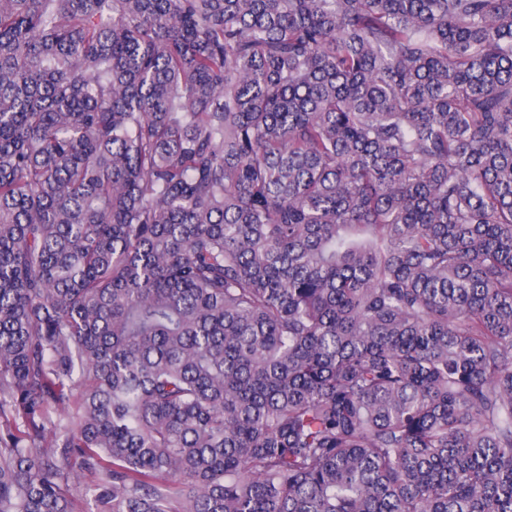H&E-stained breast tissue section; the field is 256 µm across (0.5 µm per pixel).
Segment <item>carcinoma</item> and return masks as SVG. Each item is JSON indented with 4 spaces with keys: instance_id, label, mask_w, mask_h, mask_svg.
Listing matches in <instances>:
<instances>
[{
    "instance_id": "1",
    "label": "carcinoma",
    "mask_w": 512,
    "mask_h": 512,
    "mask_svg": "<svg viewBox=\"0 0 512 512\" xmlns=\"http://www.w3.org/2000/svg\"><path fill=\"white\" fill-rule=\"evenodd\" d=\"M0 512H512V0H0Z\"/></svg>"
}]
</instances>
